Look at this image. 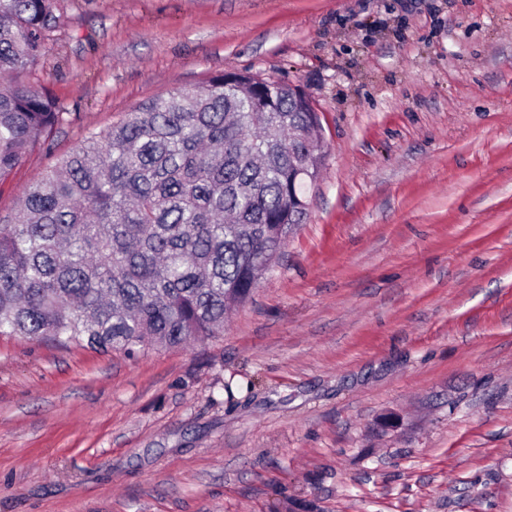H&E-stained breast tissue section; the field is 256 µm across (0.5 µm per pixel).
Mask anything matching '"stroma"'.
I'll list each match as a JSON object with an SVG mask.
<instances>
[{
    "label": "stroma",
    "instance_id": "obj_1",
    "mask_svg": "<svg viewBox=\"0 0 512 512\" xmlns=\"http://www.w3.org/2000/svg\"><path fill=\"white\" fill-rule=\"evenodd\" d=\"M13 80L86 128L210 76L299 86L308 219L222 336H0V512H512V0H55Z\"/></svg>",
    "mask_w": 512,
    "mask_h": 512
}]
</instances>
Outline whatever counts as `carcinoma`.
I'll list each match as a JSON object with an SVG mask.
<instances>
[{
    "label": "carcinoma",
    "instance_id": "1",
    "mask_svg": "<svg viewBox=\"0 0 512 512\" xmlns=\"http://www.w3.org/2000/svg\"><path fill=\"white\" fill-rule=\"evenodd\" d=\"M54 23V0H0V74L34 61ZM70 121L1 85L0 180ZM319 131L299 88L236 72L86 128L0 216V335L127 354L222 335L305 222Z\"/></svg>",
    "mask_w": 512,
    "mask_h": 512
}]
</instances>
